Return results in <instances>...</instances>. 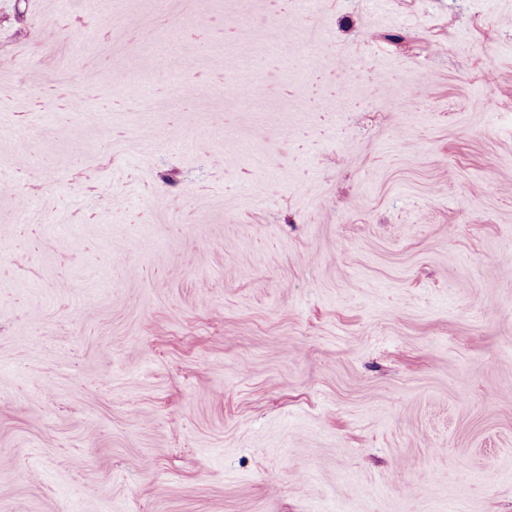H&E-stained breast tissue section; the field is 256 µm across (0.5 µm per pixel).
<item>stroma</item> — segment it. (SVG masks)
Returning a JSON list of instances; mask_svg holds the SVG:
<instances>
[{"label": "stroma", "mask_w": 512, "mask_h": 512, "mask_svg": "<svg viewBox=\"0 0 512 512\" xmlns=\"http://www.w3.org/2000/svg\"><path fill=\"white\" fill-rule=\"evenodd\" d=\"M318 2L0 0V512H512V0Z\"/></svg>", "instance_id": "35a3bbf8"}]
</instances>
